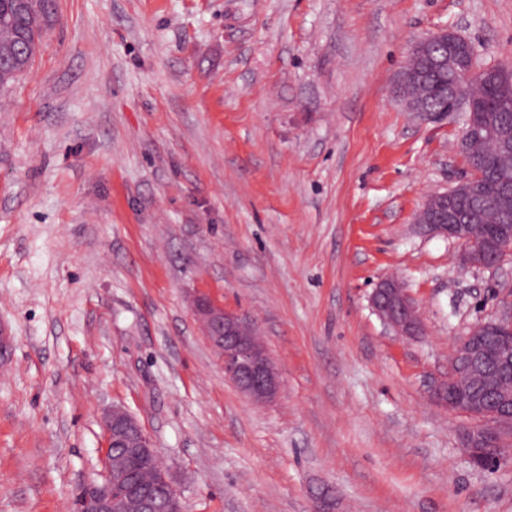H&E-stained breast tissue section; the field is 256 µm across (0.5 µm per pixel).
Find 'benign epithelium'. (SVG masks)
<instances>
[{"label":"benign epithelium","mask_w":512,"mask_h":512,"mask_svg":"<svg viewBox=\"0 0 512 512\" xmlns=\"http://www.w3.org/2000/svg\"><path fill=\"white\" fill-rule=\"evenodd\" d=\"M410 54L415 59L430 62L436 70L465 75L477 71L484 75L501 103L512 105V64L477 67L474 45L452 31L440 30L417 40ZM426 79V73L414 67L402 68L396 78L395 100L417 116H427L431 110L426 108L425 98L413 97L409 91ZM443 91L452 100L450 111L454 112L458 107L466 109L464 132L459 143L461 154H466V144L474 133L483 132L488 138L502 135L505 125L487 109L468 100L466 81L457 79L446 85ZM481 167L478 161L468 162L469 176L446 192L429 195L418 210L415 221L425 231L459 243L462 265L495 268L512 254V229L505 227L490 238L478 241L471 225L475 214L462 208V202L481 194ZM370 304L379 318L398 335L421 334L422 322L417 304L398 280H382L373 290ZM192 311L202 322L212 347L222 356L224 375L239 391L260 403L276 400L282 388L280 372L266 347L253 336L250 320L201 296L194 298ZM492 329L506 336L512 335L511 305H504L497 315L473 326L457 341L448 361V376L436 381L430 389V397L435 403L474 421L473 425L463 429L462 442L470 459L483 467L498 457L495 438L507 430L506 420L512 418V384L502 383L498 378V368L512 362V356L500 355L494 365L485 368V376L492 378L487 399H471L459 384V377L463 365L489 360L479 339ZM105 430L103 479L84 486L76 499L75 512H122L124 505L131 500L138 505V512H155L158 493L162 494V512H184L181 494L164 469L160 471L159 483L155 486L127 484L121 492H113L112 449L135 448L143 459H151L158 452L140 423L120 407L113 408L106 415Z\"/></svg>","instance_id":"benign-epithelium-1"}]
</instances>
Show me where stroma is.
Segmentation results:
<instances>
[{
	"instance_id": "stroma-1",
	"label": "stroma",
	"mask_w": 512,
	"mask_h": 512,
	"mask_svg": "<svg viewBox=\"0 0 512 512\" xmlns=\"http://www.w3.org/2000/svg\"><path fill=\"white\" fill-rule=\"evenodd\" d=\"M512 62V0H58L0 91V512H72L103 415L152 438L185 512H512L436 404L454 341L512 296L421 231L468 174L459 113L403 111L411 46ZM396 276L423 332L372 309ZM256 322L258 404L191 311Z\"/></svg>"
}]
</instances>
